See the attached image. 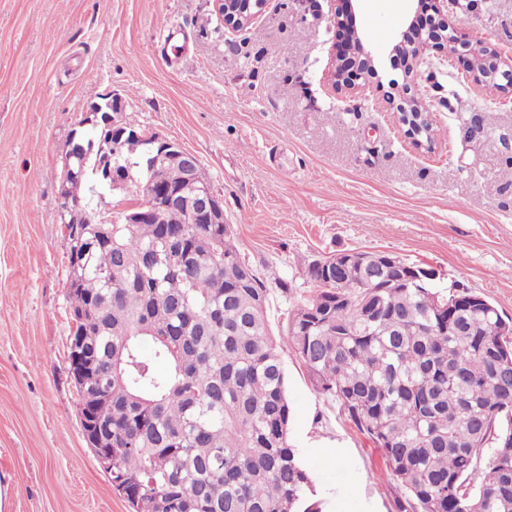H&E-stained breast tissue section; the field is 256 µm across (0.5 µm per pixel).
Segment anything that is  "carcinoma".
<instances>
[{
  "mask_svg": "<svg viewBox=\"0 0 512 512\" xmlns=\"http://www.w3.org/2000/svg\"><path fill=\"white\" fill-rule=\"evenodd\" d=\"M67 194L107 193L104 158L129 169L137 205L165 204L172 167L143 139L100 126L73 136ZM128 224L67 227L73 330L112 375L92 404L112 428V488L133 512H318L289 440L268 281L241 257L231 224L184 209ZM313 262L316 295L288 310L283 342L318 391L382 449L397 512H512V328L463 284L444 293L407 269L359 275Z\"/></svg>",
  "mask_w": 512,
  "mask_h": 512,
  "instance_id": "carcinoma-1",
  "label": "carcinoma"
}]
</instances>
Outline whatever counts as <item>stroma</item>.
<instances>
[{
    "mask_svg": "<svg viewBox=\"0 0 512 512\" xmlns=\"http://www.w3.org/2000/svg\"><path fill=\"white\" fill-rule=\"evenodd\" d=\"M333 0H266L229 32L213 0H0V512H132L88 446L69 370L64 157L90 104L118 93L140 127L206 170L242 256L276 271L274 335L312 295L309 264L383 251L458 281L512 318V92L469 80L449 46L391 68L406 0H357L379 55L365 93L329 77ZM455 36L512 72V0H448ZM174 32L175 58L161 54ZM430 115L431 148L395 124L397 83ZM291 442L322 512H396L383 452L283 348Z\"/></svg>",
    "mask_w": 512,
    "mask_h": 512,
    "instance_id": "obj_1",
    "label": "stroma"
}]
</instances>
